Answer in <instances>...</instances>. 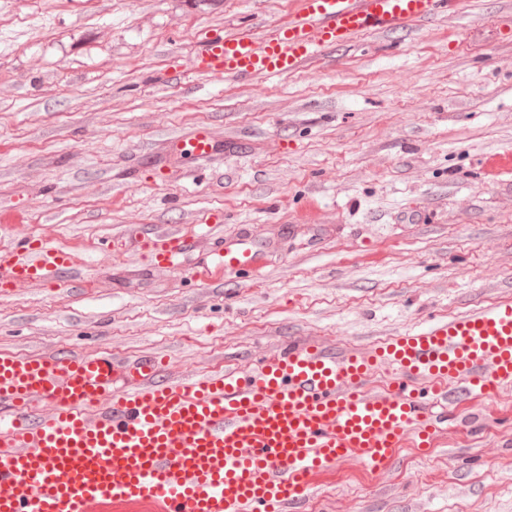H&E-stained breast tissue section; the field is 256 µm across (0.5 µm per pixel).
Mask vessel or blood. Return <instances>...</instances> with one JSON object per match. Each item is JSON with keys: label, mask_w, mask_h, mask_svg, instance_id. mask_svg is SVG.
<instances>
[{"label": "vessel or blood", "mask_w": 512, "mask_h": 512, "mask_svg": "<svg viewBox=\"0 0 512 512\" xmlns=\"http://www.w3.org/2000/svg\"><path fill=\"white\" fill-rule=\"evenodd\" d=\"M461 0H293L261 36L204 42L201 76L287 77L366 35L416 30ZM166 162L211 159L199 128L167 140ZM153 266L195 248L177 229L133 231ZM263 269L250 234L219 243L203 283ZM77 282L73 248L22 237L0 251V289ZM158 358L0 353V512H298L324 476L356 461L389 472L405 446L433 447L462 407L512 387V299L356 351L315 340L245 367L168 378Z\"/></svg>", "instance_id": "1"}]
</instances>
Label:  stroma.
<instances>
[{
    "label": "stroma",
    "instance_id": "35a3bbf8",
    "mask_svg": "<svg viewBox=\"0 0 512 512\" xmlns=\"http://www.w3.org/2000/svg\"><path fill=\"white\" fill-rule=\"evenodd\" d=\"M291 0H0V250L78 245L72 283L0 293V352L156 356L173 376L246 365L291 338L366 346L512 298V0H471L414 32L367 36L285 78L201 77L205 39L267 33ZM207 128L214 165L160 156ZM197 240L182 268L123 248L128 228ZM249 231L261 275L194 272ZM392 476L329 477L306 512H512V391L479 402Z\"/></svg>",
    "mask_w": 512,
    "mask_h": 512
}]
</instances>
